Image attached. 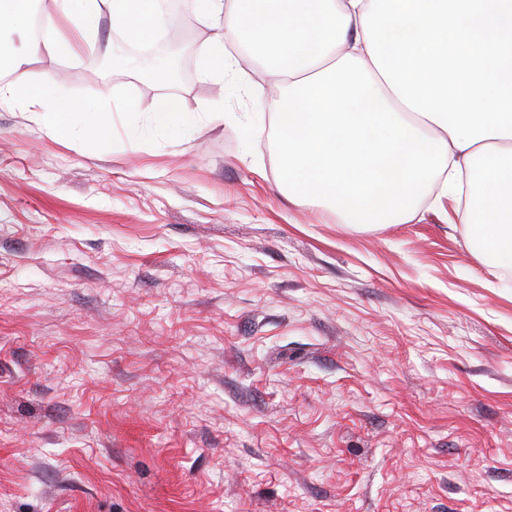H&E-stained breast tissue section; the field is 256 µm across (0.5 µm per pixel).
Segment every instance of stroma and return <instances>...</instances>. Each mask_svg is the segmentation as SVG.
Listing matches in <instances>:
<instances>
[{"mask_svg":"<svg viewBox=\"0 0 512 512\" xmlns=\"http://www.w3.org/2000/svg\"><path fill=\"white\" fill-rule=\"evenodd\" d=\"M184 3L179 85L100 71L107 19L0 68L195 120L91 146L0 104V512H512V270L444 199L380 227L292 204L265 66L205 74L224 21ZM149 114L152 128L173 136L186 133L192 124L190 116L184 112L181 99L176 95H157Z\"/></svg>","mask_w":512,"mask_h":512,"instance_id":"35a3bbf8","label":"stroma"}]
</instances>
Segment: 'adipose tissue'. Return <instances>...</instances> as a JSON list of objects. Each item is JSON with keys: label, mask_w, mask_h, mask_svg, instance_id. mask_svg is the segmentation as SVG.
I'll return each instance as SVG.
<instances>
[{"label": "adipose tissue", "mask_w": 512, "mask_h": 512, "mask_svg": "<svg viewBox=\"0 0 512 512\" xmlns=\"http://www.w3.org/2000/svg\"><path fill=\"white\" fill-rule=\"evenodd\" d=\"M223 30L198 48L209 72L236 75L232 48L249 34L281 98L272 114L281 185L293 204L348 224L406 223L431 191L456 200L463 236L493 269H512V0H194ZM42 36L32 0H0V31H21L15 66L98 46L103 18L126 38L164 32V0H53ZM59 139L98 144L112 122L74 105L51 80L0 84ZM149 124L179 136L192 120L157 95Z\"/></svg>", "instance_id": "ef3b65f1"}]
</instances>
